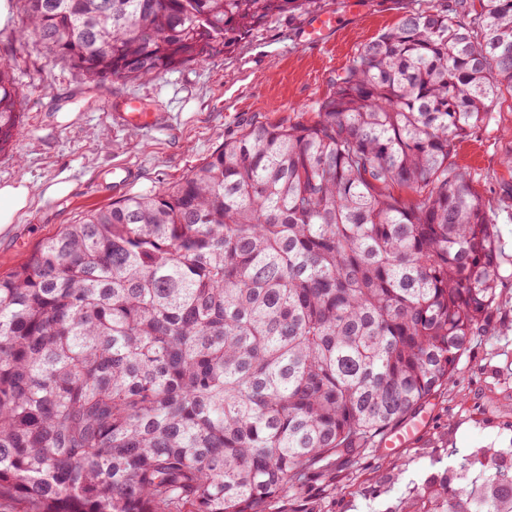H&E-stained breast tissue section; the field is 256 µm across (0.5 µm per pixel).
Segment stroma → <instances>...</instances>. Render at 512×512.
<instances>
[{
	"label": "stroma",
	"mask_w": 512,
	"mask_h": 512,
	"mask_svg": "<svg viewBox=\"0 0 512 512\" xmlns=\"http://www.w3.org/2000/svg\"><path fill=\"white\" fill-rule=\"evenodd\" d=\"M9 26L0 29V57L15 61L23 89L22 128L0 154V183L27 180L30 208L0 229V275L10 272L46 238L78 223L87 211L117 199L112 169L133 168L128 194H145L186 176L252 118L279 122L312 110L331 81L365 42L395 26L409 8L444 0H320L343 24L313 44L303 30L308 12L280 15L249 32L229 53L166 73L160 79L96 84L62 62L49 60L35 42L19 45L24 0H12ZM139 98L166 122L147 132L113 121L110 108ZM512 103L498 105L488 124L457 143L453 160L469 172L494 211L500 240L499 307L495 330L477 337L446 385L416 409L410 440L391 447L375 442L359 457L332 467L333 482L312 478L300 503L304 512H389L434 465L467 467L472 449L512 448ZM53 183L68 194L45 196Z\"/></svg>",
	"instance_id": "stroma-1"
}]
</instances>
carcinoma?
Wrapping results in <instances>:
<instances>
[{"label": "carcinoma", "instance_id": "obj_1", "mask_svg": "<svg viewBox=\"0 0 512 512\" xmlns=\"http://www.w3.org/2000/svg\"><path fill=\"white\" fill-rule=\"evenodd\" d=\"M18 37L92 82L227 53L318 0H25ZM408 10L311 116L253 120L0 276V502L268 512L448 382L499 295L456 142L512 96V0ZM0 63V153L22 124ZM429 473L390 512H512V466Z\"/></svg>", "mask_w": 512, "mask_h": 512}]
</instances>
